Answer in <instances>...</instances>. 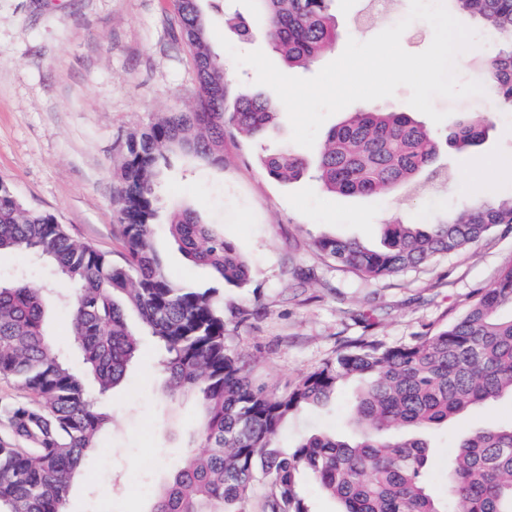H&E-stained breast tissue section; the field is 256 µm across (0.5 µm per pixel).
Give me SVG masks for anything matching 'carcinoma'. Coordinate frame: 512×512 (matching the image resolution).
Segmentation results:
<instances>
[{"label":"carcinoma","mask_w":512,"mask_h":512,"mask_svg":"<svg viewBox=\"0 0 512 512\" xmlns=\"http://www.w3.org/2000/svg\"><path fill=\"white\" fill-rule=\"evenodd\" d=\"M257 2L270 45L289 67L315 62L339 37L332 0ZM451 2L502 36L485 78L500 104L512 108V0ZM177 23L193 51L201 109L173 112L129 137L114 196L121 260L74 240L54 215L25 209L0 183V251L43 258L74 287L69 336L95 384L69 368L46 334L49 299L20 280L0 282V376L32 395L0 406L10 433L0 439V512H67L72 479L108 424L101 404L138 352L139 337L126 321L130 309L154 340L164 393L174 400L195 395L200 416L202 451L178 463L150 512H249L257 481L265 488L261 512H312L302 493L305 474L338 512H512V425L460 436L443 492L427 480L429 430L472 405L512 396V315L500 314L512 307V267L443 330L408 345H346L282 394L255 384L227 346L215 292L189 288L168 272L154 245L161 160L181 150L214 161L228 132L263 139L277 114L260 94H241L227 107L224 63L209 45L199 0H177ZM486 134L487 126L463 118L448 138L467 152ZM438 151L434 135L410 113L371 108L331 128L312 163L287 148L259 163L279 181L310 172L328 193L369 197L412 185ZM502 228L512 229V197L477 198L438 224L388 221L380 248L325 236L316 249L372 282L462 252ZM169 232L191 263L226 283L248 281L246 258L192 209L175 210ZM350 382L359 384L350 412L359 437L313 433L289 451L276 446L288 419Z\"/></svg>","instance_id":"1"}]
</instances>
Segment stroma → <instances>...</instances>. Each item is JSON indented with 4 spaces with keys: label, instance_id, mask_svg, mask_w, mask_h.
Wrapping results in <instances>:
<instances>
[{
    "label": "stroma",
    "instance_id": "35a3bbf8",
    "mask_svg": "<svg viewBox=\"0 0 512 512\" xmlns=\"http://www.w3.org/2000/svg\"><path fill=\"white\" fill-rule=\"evenodd\" d=\"M199 6L210 28L222 34L211 43L214 52H221L226 40L239 52L259 49L278 61L262 35L264 20L255 0H200ZM364 7L365 0H333L339 39L313 64L292 69V76H315L342 54L348 39L368 41L403 20L410 0H392L387 14L366 23L360 20ZM228 14L252 24L251 42H239L225 27ZM176 15L175 0H0V182L26 209L53 214L74 239L116 257L123 245L113 195L128 138L169 113L195 110L199 101L193 56L177 32ZM461 21L475 31L478 43L458 56L459 76L479 81L500 38L471 16ZM434 106L445 112L442 122L421 112L416 118L438 139L468 115L489 121L485 141L469 153L442 147L439 179L424 176L416 188L379 197L333 195L308 175L289 183L269 177L258 158L290 144L292 129L283 110L274 138L226 134L221 162L177 152L163 164L156 247L173 276L198 288H217L229 348L269 390L284 392L349 343L376 339L396 346L438 332L512 266V233L501 231L464 254L376 282L328 264L315 249L325 235L376 246L388 220L432 224L475 194L512 195V112L494 111L486 94L438 97ZM485 158L501 160L503 168L478 191L472 167ZM176 205L192 208L239 249L250 266L247 283L216 284L207 268L184 258L168 231ZM16 276L42 291L64 288L45 264L0 253V278ZM127 322L142 334V346L108 400L112 427L103 438L105 451L87 457L67 512H149L181 455L198 448L194 400L172 401L162 394L165 375L152 340L143 335L135 312H128ZM354 394V385H343L325 405L290 418L278 447H294L313 430L355 436L347 417ZM511 423L512 398L505 396L431 430V482H440L458 436Z\"/></svg>",
    "mask_w": 512,
    "mask_h": 512
}]
</instances>
